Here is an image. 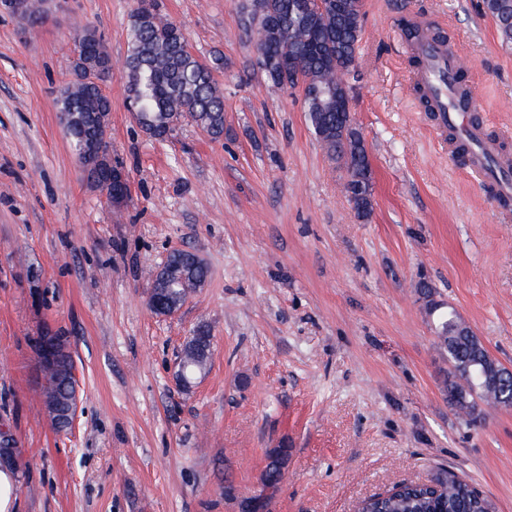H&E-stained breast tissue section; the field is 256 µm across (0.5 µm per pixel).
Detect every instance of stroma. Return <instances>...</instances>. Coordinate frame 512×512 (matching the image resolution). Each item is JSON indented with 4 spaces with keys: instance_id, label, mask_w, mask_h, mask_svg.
I'll return each mask as SVG.
<instances>
[{
    "instance_id": "obj_1",
    "label": "stroma",
    "mask_w": 512,
    "mask_h": 512,
    "mask_svg": "<svg viewBox=\"0 0 512 512\" xmlns=\"http://www.w3.org/2000/svg\"><path fill=\"white\" fill-rule=\"evenodd\" d=\"M190 51L222 54L224 134L166 141L126 107L137 0H65L33 26L0 11V430L16 448L14 512H242L270 451L284 478L268 512H356L360 500L448 466L512 512V408L469 423L415 285L452 307L512 368V206L438 144L395 32L408 19L455 43L480 107L512 133V42L483 0H363L350 108L373 169L360 218L345 171L316 140L302 92L256 64L243 0H162ZM112 57L106 139L129 178L121 206L85 178L57 98L75 27ZM196 251L208 277L154 314L149 270ZM205 374L179 387L197 328ZM64 336L79 411L53 430L36 340ZM210 338L211 336L208 330L204 328H199L194 334V336H192L190 340L186 343L184 350L182 352V362L191 364L195 363L203 367H206L208 355L204 352L199 351L198 347L195 344L203 345L205 348H207L208 344L210 343ZM181 360H179L178 363L176 379L181 387L186 388L189 387L197 379V374L191 375L190 377H185L184 367L181 364Z\"/></svg>"
}]
</instances>
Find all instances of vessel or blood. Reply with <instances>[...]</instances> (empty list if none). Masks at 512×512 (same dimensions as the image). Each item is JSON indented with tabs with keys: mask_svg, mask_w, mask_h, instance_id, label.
Wrapping results in <instances>:
<instances>
[{
	"mask_svg": "<svg viewBox=\"0 0 512 512\" xmlns=\"http://www.w3.org/2000/svg\"><path fill=\"white\" fill-rule=\"evenodd\" d=\"M412 49L420 61L415 82L428 94L440 128L452 131L453 144L467 146L469 172L481 183L492 184L500 200L512 199V166L498 161L496 142L468 117L479 101L473 88L460 87L456 81L457 48L424 39L414 42Z\"/></svg>",
	"mask_w": 512,
	"mask_h": 512,
	"instance_id": "b4317fda",
	"label": "vessel or blood"
}]
</instances>
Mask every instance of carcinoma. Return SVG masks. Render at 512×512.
<instances>
[{"instance_id": "1", "label": "carcinoma", "mask_w": 512, "mask_h": 512, "mask_svg": "<svg viewBox=\"0 0 512 512\" xmlns=\"http://www.w3.org/2000/svg\"><path fill=\"white\" fill-rule=\"evenodd\" d=\"M321 10H313L310 0H258L243 6L260 8L258 18H248L256 27L257 63L262 58L285 57L294 61L308 83L303 99L304 110L313 133L326 152L343 163L348 178L364 176L361 165L365 145L357 129L343 135V113L336 104L312 97V91L323 83H336V76L353 77L356 54L363 22L361 0H325ZM485 6L496 20L506 42H512V0H485ZM41 0H29L20 18L37 23L44 20ZM132 38L122 77L127 81V100L135 103L138 122L152 137L164 140L181 122L187 120L218 138L224 134V99L214 73L224 66L217 54L207 61L197 58L188 48L181 30L164 19L159 0H139L131 16ZM102 41L95 27L75 29L77 48ZM73 79L62 87L57 98L59 112L73 114L64 125L75 152L87 143L105 137L102 122L110 112V101L101 84L112 75V68L90 72L82 56L72 62ZM267 77L277 85L295 86V72L273 68ZM152 280L163 281L168 297L174 301L201 287L207 267L199 256L188 250L172 251L165 263L151 274ZM426 306L434 316L437 348L448 354L455 380L446 384L449 406L471 412L475 399L493 406H508L512 398V374L492 358L480 339L470 333L460 335L461 319L454 309H442L431 300L432 287L418 282ZM210 334L200 328L186 343L181 360L207 366L208 355L198 346H208ZM73 359L64 354L61 369L43 371L40 395L58 394L68 400L74 390ZM288 460L285 448L271 452L264 472V485L275 488L284 476ZM358 512H496L492 501L457 473L441 467L431 485L398 484L386 492L360 503Z\"/></svg>"}]
</instances>
